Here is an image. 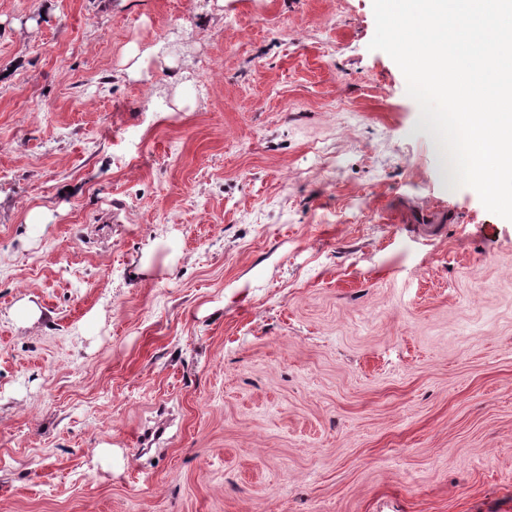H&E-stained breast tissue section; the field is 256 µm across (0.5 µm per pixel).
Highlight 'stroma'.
Segmentation results:
<instances>
[{
	"label": "stroma",
	"instance_id": "35a3bbf8",
	"mask_svg": "<svg viewBox=\"0 0 512 512\" xmlns=\"http://www.w3.org/2000/svg\"><path fill=\"white\" fill-rule=\"evenodd\" d=\"M374 34L0 0V512H512V221Z\"/></svg>",
	"mask_w": 512,
	"mask_h": 512
}]
</instances>
